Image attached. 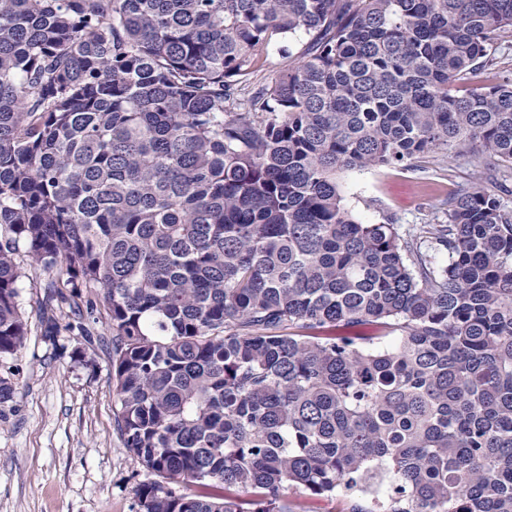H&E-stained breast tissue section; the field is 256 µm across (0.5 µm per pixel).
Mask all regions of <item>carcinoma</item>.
<instances>
[{
    "label": "carcinoma",
    "mask_w": 512,
    "mask_h": 512,
    "mask_svg": "<svg viewBox=\"0 0 512 512\" xmlns=\"http://www.w3.org/2000/svg\"><path fill=\"white\" fill-rule=\"evenodd\" d=\"M512 0H0V357L95 291L140 512H512V208L359 222L336 175L512 168ZM277 47L287 67L262 75ZM444 250L436 268L431 253ZM495 65L466 73L454 85L460 90H478L499 83L503 77H512V36L493 46ZM288 499L299 501L303 506L301 512H348L346 502L338 497H311L300 489L292 488L288 491Z\"/></svg>",
    "instance_id": "carcinoma-1"
}]
</instances>
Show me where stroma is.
<instances>
[{
  "label": "stroma",
  "mask_w": 512,
  "mask_h": 512,
  "mask_svg": "<svg viewBox=\"0 0 512 512\" xmlns=\"http://www.w3.org/2000/svg\"><path fill=\"white\" fill-rule=\"evenodd\" d=\"M491 68L466 73L458 89L512 77V36L493 47ZM476 168L439 152L411 162L344 172V202L362 223L398 219L401 234L448 221L446 201ZM56 271L27 270L19 304L30 325L23 349L0 357V377L15 395L0 407V512H139L143 479L123 446L114 415L112 335L102 305L78 317L57 309L61 326L46 337L36 301Z\"/></svg>",
  "instance_id": "35a3bbf8"
}]
</instances>
